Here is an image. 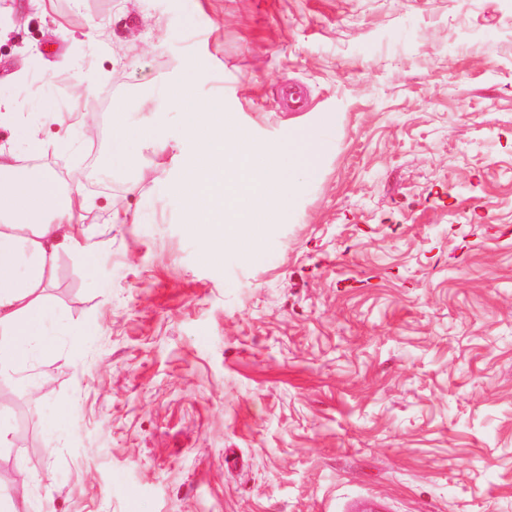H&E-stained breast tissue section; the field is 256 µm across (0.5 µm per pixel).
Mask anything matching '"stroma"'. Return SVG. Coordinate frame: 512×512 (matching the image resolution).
<instances>
[{"mask_svg":"<svg viewBox=\"0 0 512 512\" xmlns=\"http://www.w3.org/2000/svg\"><path fill=\"white\" fill-rule=\"evenodd\" d=\"M181 78L259 141L323 132L254 254H205L152 150L109 167L116 104L180 139ZM0 97L96 243L0 383V496L22 462L31 512H512V0H9ZM0 124L1 119L5 121L14 122V130L17 131L26 144L28 151L31 154L40 153L43 149V142L38 136V132L34 129L26 127L24 124L16 120L14 106L8 101H2L0 98Z\"/></svg>","mask_w":512,"mask_h":512,"instance_id":"35a3bbf8","label":"stroma"}]
</instances>
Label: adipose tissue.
<instances>
[{
  "instance_id": "1",
  "label": "adipose tissue",
  "mask_w": 512,
  "mask_h": 512,
  "mask_svg": "<svg viewBox=\"0 0 512 512\" xmlns=\"http://www.w3.org/2000/svg\"><path fill=\"white\" fill-rule=\"evenodd\" d=\"M164 141L159 118L122 123L112 138L113 167L131 170L140 155L129 145L155 147ZM13 151L0 147V377L31 366L51 353L47 330L61 317L45 297L62 253L95 251L81 239L86 201L55 176L15 175Z\"/></svg>"
}]
</instances>
